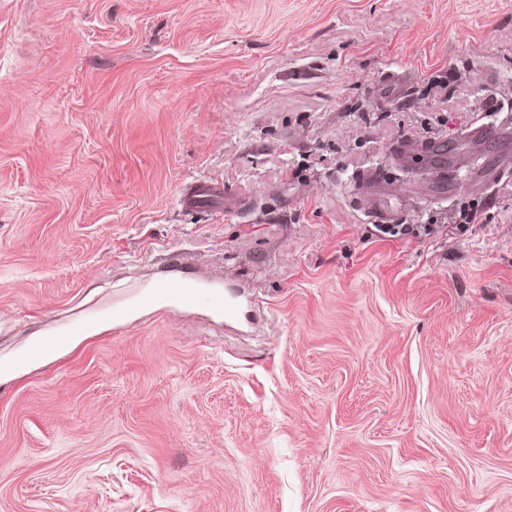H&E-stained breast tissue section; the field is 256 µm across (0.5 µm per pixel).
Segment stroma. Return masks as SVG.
Masks as SVG:
<instances>
[{"mask_svg":"<svg viewBox=\"0 0 512 512\" xmlns=\"http://www.w3.org/2000/svg\"><path fill=\"white\" fill-rule=\"evenodd\" d=\"M487 123L512 128V0H0V512H512V170L464 138ZM408 139L490 177L435 198ZM197 181L230 208L183 207ZM211 280L241 319L109 321Z\"/></svg>","mask_w":512,"mask_h":512,"instance_id":"1","label":"stroma"}]
</instances>
